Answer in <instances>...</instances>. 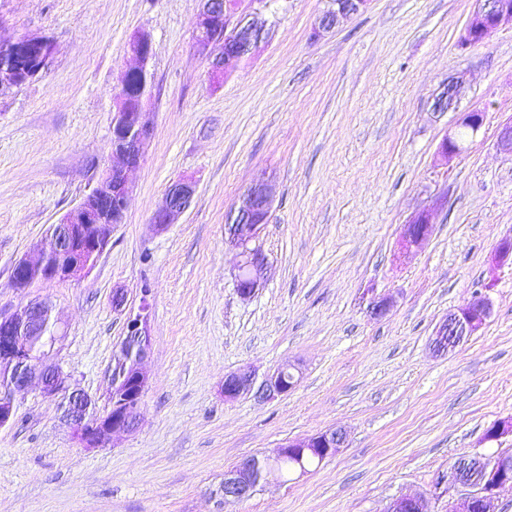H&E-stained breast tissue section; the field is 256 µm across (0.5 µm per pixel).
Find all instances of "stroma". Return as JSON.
Wrapping results in <instances>:
<instances>
[{"instance_id": "1", "label": "stroma", "mask_w": 512, "mask_h": 512, "mask_svg": "<svg viewBox=\"0 0 512 512\" xmlns=\"http://www.w3.org/2000/svg\"><path fill=\"white\" fill-rule=\"evenodd\" d=\"M326 0H269V34L215 83L192 46L198 0H0V39L54 45L49 69L0 93V313L47 302L61 342L52 361L106 409L125 318L152 299L147 389L137 428L88 449L61 422L59 400L16 392L0 428V512H384L426 494L431 512L466 496L441 484L462 458L512 453V155L497 148L512 119V20L483 43L460 37L475 0H370L321 38ZM138 31L153 45V132L130 174L122 224L78 281L16 288L14 265L88 192L107 161L112 97L134 66ZM458 112H436L448 78ZM486 110L466 149L439 145L459 111ZM277 187L259 238L262 288L241 299L238 251L224 215L259 174ZM195 184L164 231L150 219L168 185ZM432 212L433 231L402 255L404 224ZM486 293L492 312L447 353L432 338L448 313ZM394 304L371 317V297ZM295 365L301 379L275 400H225L226 374ZM343 448L306 474L221 502L225 469L330 428Z\"/></svg>"}]
</instances>
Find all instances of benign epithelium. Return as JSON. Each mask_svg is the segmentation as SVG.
<instances>
[{"label":"benign epithelium","instance_id":"7a95c632","mask_svg":"<svg viewBox=\"0 0 512 512\" xmlns=\"http://www.w3.org/2000/svg\"><path fill=\"white\" fill-rule=\"evenodd\" d=\"M195 18L193 46L205 60L210 74H220L236 67L256 51L268 25L261 10L241 9L244 0H199ZM369 0H328V7L313 28L311 37L318 38L330 31L339 20L364 10ZM476 7L469 16L461 36V44L472 46L493 35L502 20L512 19V0H475ZM130 49L137 65L128 69L118 91L113 96L112 139L107 165L101 170L95 186L58 222L53 246L44 251L34 247L38 256L24 258L14 266L12 276L22 282L32 275L47 273L54 280H79L88 275L107 247L113 229L122 223L132 189L128 172L138 167L144 147L153 129V112L147 108L150 98L152 44L149 36L139 32L130 40ZM30 55L42 68L48 67L53 47L44 37L22 36L0 42V73L19 74L18 61ZM463 94L462 82L450 78L436 96L433 110L454 111ZM486 112L471 109L461 113L458 126L476 135L484 126ZM464 148V142L450 132L440 144L441 154L450 159ZM195 192L194 183L178 179L169 184L161 203L152 215L154 226L163 230L189 206ZM276 188L265 176L258 177L247 189L243 204L225 215L227 241L239 249V263L234 274L236 291L243 299L252 298L262 286L267 258L256 244L270 222ZM112 202V223H100L98 205ZM430 213L415 214L404 227L402 244L405 249L422 245L430 236ZM151 289H141L138 311L126 322V347L114 358L112 386L108 410L99 415L91 400L77 390H69L60 378L58 367L48 364L55 345L38 351L27 346L31 336L43 334L51 319V310L44 303L32 301L23 313L6 316L0 313V365L11 370L12 389L26 388L36 380L46 397L68 400L63 414L64 424L83 447L109 444L120 435L132 431L138 424V412L147 387L143 365L150 354ZM490 314L486 297L475 295L464 307L448 314L440 324L432 345L435 351L447 352L465 337L474 334ZM299 380V372L280 367L268 375L259 390L269 399L291 391ZM254 388V374L241 368L224 376V400L231 401ZM17 403L9 395L0 397V428L11 424L16 416ZM346 441L340 429H328L314 437L290 441L273 455L248 456L224 471L219 486L222 498L246 499L256 489L278 478L277 462L286 455L297 457L300 472H306L303 458L316 457L323 461L336 454ZM512 486V459L501 455L485 468L484 478L472 486L467 496L451 503L448 512H489L488 502L494 491ZM383 512H431L429 498L423 494L401 495L392 499Z\"/></svg>","mask_w":512,"mask_h":512}]
</instances>
